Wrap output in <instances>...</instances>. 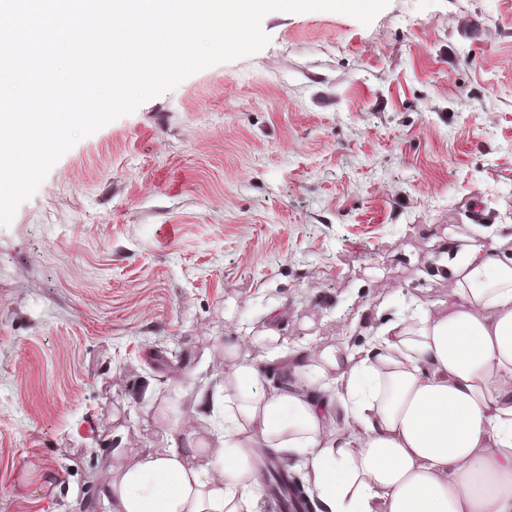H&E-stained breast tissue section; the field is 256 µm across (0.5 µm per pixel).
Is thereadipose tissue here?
Segmentation results:
<instances>
[{"mask_svg":"<svg viewBox=\"0 0 512 512\" xmlns=\"http://www.w3.org/2000/svg\"><path fill=\"white\" fill-rule=\"evenodd\" d=\"M449 275L447 311L414 300L278 389L226 350L223 447L177 422L168 451L111 467L112 512H261L258 448L299 462L321 512H512V256L467 239Z\"/></svg>","mask_w":512,"mask_h":512,"instance_id":"obj_1","label":"adipose tissue"}]
</instances>
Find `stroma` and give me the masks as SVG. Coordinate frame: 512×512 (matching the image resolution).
<instances>
[{"instance_id": "stroma-1", "label": "stroma", "mask_w": 512, "mask_h": 512, "mask_svg": "<svg viewBox=\"0 0 512 512\" xmlns=\"http://www.w3.org/2000/svg\"><path fill=\"white\" fill-rule=\"evenodd\" d=\"M260 51L78 141L0 227V512H78L178 414L224 444V348L359 346L512 252V0L275 12Z\"/></svg>"}]
</instances>
